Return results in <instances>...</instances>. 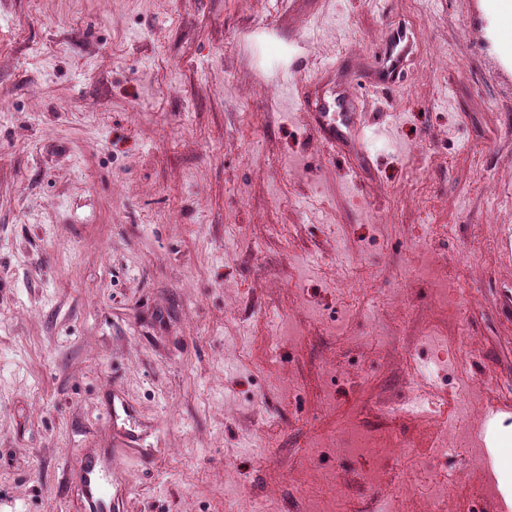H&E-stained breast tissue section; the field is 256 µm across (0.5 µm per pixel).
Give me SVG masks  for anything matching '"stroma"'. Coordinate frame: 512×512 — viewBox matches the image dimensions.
<instances>
[{
	"instance_id": "obj_1",
	"label": "stroma",
	"mask_w": 512,
	"mask_h": 512,
	"mask_svg": "<svg viewBox=\"0 0 512 512\" xmlns=\"http://www.w3.org/2000/svg\"><path fill=\"white\" fill-rule=\"evenodd\" d=\"M491 0H0V512H82L66 473L134 408L120 512H497L512 413V31ZM362 155L312 132L324 62L368 68ZM443 59L422 75L417 53ZM427 152L415 157L418 143ZM507 198L491 217L477 179ZM448 225L424 252L428 223ZM367 279L356 308L338 258ZM447 355V432L381 413ZM459 457L439 464L434 443ZM450 479H437L439 470ZM484 441L487 448H491L495 458L496 471L504 473V456L512 459V416L510 413L498 412L488 421ZM487 448H478L481 459V471L484 473V489L488 496L496 502L502 501L503 495L498 483L491 473Z\"/></svg>"
}]
</instances>
